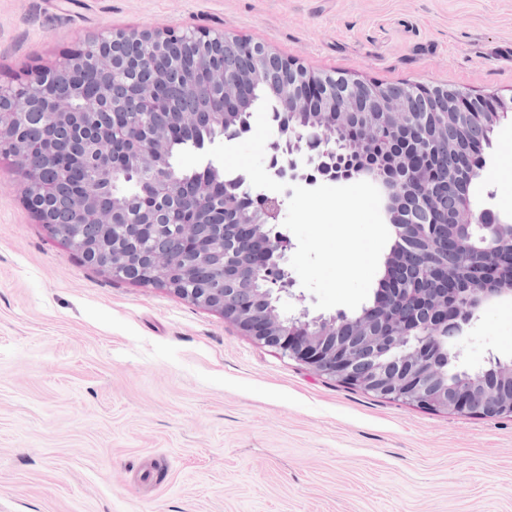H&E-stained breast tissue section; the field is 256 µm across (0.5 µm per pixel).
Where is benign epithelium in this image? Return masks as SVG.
<instances>
[{"instance_id": "obj_1", "label": "benign epithelium", "mask_w": 512, "mask_h": 512, "mask_svg": "<svg viewBox=\"0 0 512 512\" xmlns=\"http://www.w3.org/2000/svg\"><path fill=\"white\" fill-rule=\"evenodd\" d=\"M190 42L198 49L189 73L198 70L203 79L189 82V92L207 99L208 112L204 115L219 127L220 135L227 139L245 136L250 127L240 114L251 104L246 92L259 83L278 84L271 111L269 175L289 186L369 180L380 187L391 224L407 221L425 229L439 223L434 195L427 187L435 181L440 163L448 162V156L458 151L457 139L448 137V126L470 132V116L476 113L484 126L492 128L500 116L512 112V98L410 83L391 89L375 81L311 71L268 44L209 28H106L17 83L0 84V101L15 102L11 108H0V153L17 162L25 182L24 197L56 192L57 185L46 180V170L55 156L69 151L63 143L37 147L13 136L15 128L26 124L34 112L44 113L52 122H65L73 115L70 97L45 99L49 77L65 79L94 71L100 82L98 100L107 103L111 112L112 85L121 77L117 55L124 51L136 62L159 63L153 81L137 89L135 111L146 135L133 140L131 150H115L113 130L97 121L98 110L85 114L93 129L97 173L116 169L130 156L141 168L138 190L145 205L135 223L144 227L159 223L157 203L165 197L192 211L189 235L176 247L161 251L145 278L180 291L170 276V267L191 251L209 264H224V279L182 297L222 314L245 335L311 371L377 396L436 411L511 416L512 361L498 360L491 369L473 374H449L440 366L458 357L453 344L474 312L492 297L512 295L509 288H491L474 281L466 289V302L459 305L448 303L446 288L436 294L431 288L407 294L388 283L367 312L358 317H311L305 311L287 316L281 312L280 302L290 295L294 280L286 266L290 243L277 225L292 190L254 195L245 186V178L226 179L211 161L203 170L202 181L190 179L171 165L169 150L174 138L190 132L204 115L169 112L164 121L152 122L161 89L168 83L164 64L180 68ZM215 56L249 58L251 66H217ZM298 112L310 113L300 128L290 124L291 116ZM338 116L359 118L362 135L348 150L336 136ZM428 128L445 135L439 142L440 154H434L428 144L398 147L401 134ZM480 171L476 166L466 169V179L448 210L453 226L445 233L451 251L460 253L475 268L493 264L504 238L512 234L511 222L470 200V186ZM397 184L401 186L402 208L392 197ZM217 199L224 200V207L233 212V225L218 228L212 224L210 207ZM123 208V200L115 196L112 206H107L94 189L75 193L65 202L67 223L97 225L93 237H73L71 248L83 254L96 252L100 269L107 273L136 259L110 237L112 214ZM394 249L386 259L387 270L416 264V253L405 244L397 240ZM260 272L264 287L256 288Z\"/></svg>"}]
</instances>
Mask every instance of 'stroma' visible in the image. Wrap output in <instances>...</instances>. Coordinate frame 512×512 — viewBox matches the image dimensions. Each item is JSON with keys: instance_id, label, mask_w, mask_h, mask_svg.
<instances>
[{"instance_id": "stroma-1", "label": "stroma", "mask_w": 512, "mask_h": 512, "mask_svg": "<svg viewBox=\"0 0 512 512\" xmlns=\"http://www.w3.org/2000/svg\"><path fill=\"white\" fill-rule=\"evenodd\" d=\"M204 26L306 68L512 97V0H0V84L105 28ZM470 196L512 214V113ZM458 369L512 361V296ZM0 512H512V416L318 375L172 290L85 264L0 158Z\"/></svg>"}]
</instances>
